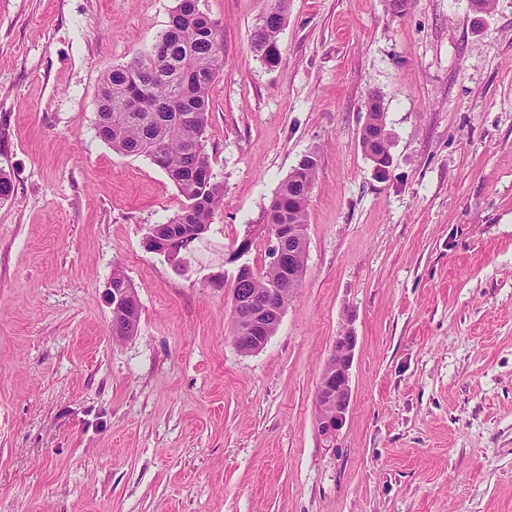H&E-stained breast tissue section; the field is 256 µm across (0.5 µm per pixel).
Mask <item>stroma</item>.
Wrapping results in <instances>:
<instances>
[{
    "instance_id": "1",
    "label": "stroma",
    "mask_w": 512,
    "mask_h": 512,
    "mask_svg": "<svg viewBox=\"0 0 512 512\" xmlns=\"http://www.w3.org/2000/svg\"><path fill=\"white\" fill-rule=\"evenodd\" d=\"M176 0H0V512H512V0H201L224 27L206 151L224 204L187 261L148 251L181 196L94 129L102 74ZM380 94L393 164L360 131ZM321 161L305 273L267 344L232 338L244 238ZM141 306L112 337L106 285ZM357 338L337 441L315 394ZM259 17L255 26L252 49L262 62L273 66L280 61L278 35L286 20L287 0H274Z\"/></svg>"
}]
</instances>
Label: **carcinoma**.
I'll return each instance as SVG.
<instances>
[{
    "mask_svg": "<svg viewBox=\"0 0 512 512\" xmlns=\"http://www.w3.org/2000/svg\"><path fill=\"white\" fill-rule=\"evenodd\" d=\"M199 2L176 0L154 47L105 72L95 121L98 138L114 153L149 158L176 186L181 207L167 222L156 225L150 237L163 246L188 251L212 224L224 197L205 151L211 88L224 69V32ZM286 11L287 0H273L255 26L253 52L270 66L280 61L278 35ZM159 44L169 52H157ZM319 163L316 148L299 159L266 210L267 230L295 224L306 233L307 204ZM285 281L279 268L266 263L251 269L243 283L234 275L232 293L248 288L261 294ZM139 320V308L126 310L121 329L112 330L113 338L134 335Z\"/></svg>",
    "mask_w": 512,
    "mask_h": 512,
    "instance_id": "cac0c4a2",
    "label": "carcinoma"
}]
</instances>
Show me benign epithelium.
<instances>
[{"mask_svg": "<svg viewBox=\"0 0 512 512\" xmlns=\"http://www.w3.org/2000/svg\"><path fill=\"white\" fill-rule=\"evenodd\" d=\"M379 103L378 96H373L368 104L371 112L363 125L362 136L367 144L371 145L383 138L391 137L386 127L385 113H376ZM297 231L282 224L277 230L265 238L266 256L268 262L293 273L295 267L294 236ZM299 236V235H297ZM304 239V236H299ZM109 304L114 311L112 320L120 323V306L131 304L133 295L128 288L112 283L108 284ZM285 298L278 288H272L264 295L256 297L237 296L235 304V317L237 321V336L254 350L262 348L269 337L265 336L270 321H278L283 316ZM357 345V336L350 330H344L336 336L330 358L322 372L320 385L316 393L317 403L331 409V413L324 414L317 423L318 433L326 440H333L342 429L351 400L350 371Z\"/></svg>", "mask_w": 512, "mask_h": 512, "instance_id": "benign-epithelium-1", "label": "benign epithelium"}]
</instances>
